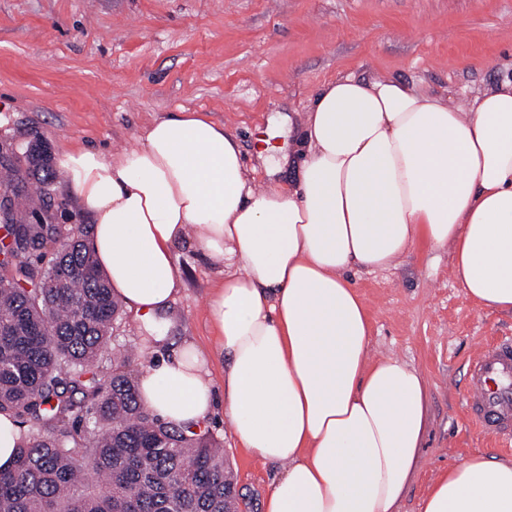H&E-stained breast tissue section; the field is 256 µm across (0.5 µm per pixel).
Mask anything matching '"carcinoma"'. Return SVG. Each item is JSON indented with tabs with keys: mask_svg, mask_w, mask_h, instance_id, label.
<instances>
[{
	"mask_svg": "<svg viewBox=\"0 0 512 512\" xmlns=\"http://www.w3.org/2000/svg\"><path fill=\"white\" fill-rule=\"evenodd\" d=\"M11 209L0 240V414L18 424L0 512H238L224 449L150 413L125 357L95 362L121 305L81 227L56 223V174L0 148ZM92 468L80 463L84 455Z\"/></svg>",
	"mask_w": 512,
	"mask_h": 512,
	"instance_id": "cac0c4a2",
	"label": "carcinoma"
}]
</instances>
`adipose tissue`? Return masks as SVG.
Instances as JSON below:
<instances>
[{
  "label": "adipose tissue",
  "mask_w": 512,
  "mask_h": 512,
  "mask_svg": "<svg viewBox=\"0 0 512 512\" xmlns=\"http://www.w3.org/2000/svg\"><path fill=\"white\" fill-rule=\"evenodd\" d=\"M297 186L254 188L231 133L197 112L155 120L141 147L61 151L93 220L88 245L145 322L180 285L189 241L223 264L209 318L224 412L243 448L281 475L265 512H397L427 429L422 374L371 352L347 276L384 269L418 240L448 249L467 296L512 312V79L462 104L390 78L339 76L304 122ZM207 360L185 347L139 379L166 422H203ZM422 512H512V462L473 457L435 475Z\"/></svg>",
  "instance_id": "obj_1"
}]
</instances>
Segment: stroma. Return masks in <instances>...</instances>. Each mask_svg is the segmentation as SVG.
Segmentation results:
<instances>
[{
  "label": "stroma",
  "instance_id": "35a3bbf8",
  "mask_svg": "<svg viewBox=\"0 0 512 512\" xmlns=\"http://www.w3.org/2000/svg\"><path fill=\"white\" fill-rule=\"evenodd\" d=\"M415 83L437 97L475 96L512 79V0H0V143L42 137L49 156L66 148L109 153L141 146L154 120L203 112L229 129L256 183L287 186L294 172L268 175L273 160L302 161L299 124L320 88L339 76ZM182 285L166 312L162 343L122 310L97 361L133 375L192 343L223 361L208 303L224 267L183 243L174 250ZM371 320L375 356L415 367L429 386L421 466L399 512H420L438 472L475 456L512 461V450L479 434L465 413V370L484 345L512 336V313L469 299L447 251L420 242L389 269L351 270ZM222 442L237 487L261 503L282 467L249 456L223 406L206 423Z\"/></svg>",
  "mask_w": 512,
  "mask_h": 512
}]
</instances>
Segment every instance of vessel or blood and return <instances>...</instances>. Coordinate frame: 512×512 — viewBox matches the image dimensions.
<instances>
[{"label": "vessel or blood", "instance_id": "1", "mask_svg": "<svg viewBox=\"0 0 512 512\" xmlns=\"http://www.w3.org/2000/svg\"><path fill=\"white\" fill-rule=\"evenodd\" d=\"M466 405L468 420L495 438L498 447H512V336L482 347L469 362Z\"/></svg>", "mask_w": 512, "mask_h": 512}]
</instances>
